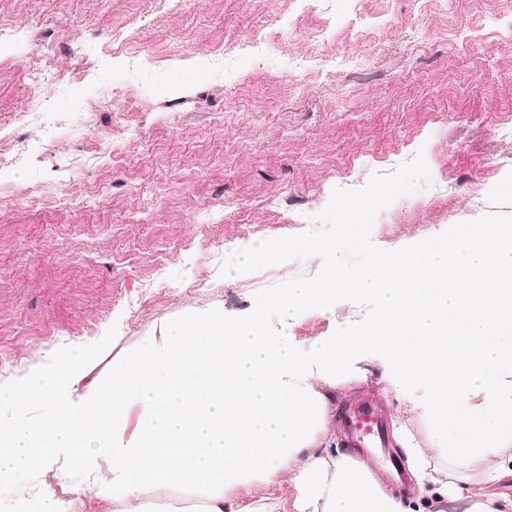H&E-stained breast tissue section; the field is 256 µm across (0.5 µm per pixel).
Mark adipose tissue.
Segmentation results:
<instances>
[{
    "instance_id": "adipose-tissue-1",
    "label": "adipose tissue",
    "mask_w": 512,
    "mask_h": 512,
    "mask_svg": "<svg viewBox=\"0 0 512 512\" xmlns=\"http://www.w3.org/2000/svg\"><path fill=\"white\" fill-rule=\"evenodd\" d=\"M378 294L372 324L344 328L301 349L282 346L253 322L218 316L189 321L180 339L146 341L112 370L108 413H89L68 391L69 357L56 370L0 392V490L19 512H72L74 486L28 497L32 475L69 449L97 496L120 501L186 488L199 498L188 512H242L232 493L250 477L279 485L290 465L291 512H410L402 498L329 455L326 398L313 378L335 383L366 346L392 353L399 374L421 379L434 396L424 413L444 435L439 453L460 454L484 482L512 478L503 455L512 445V227L470 226L404 254H386L358 272L316 286L325 304L335 289ZM52 405L37 424L15 421L29 401ZM141 411L138 434L120 443L123 409ZM110 426L116 443L101 434ZM436 512H512V498L480 499L467 478L441 481Z\"/></svg>"
}]
</instances>
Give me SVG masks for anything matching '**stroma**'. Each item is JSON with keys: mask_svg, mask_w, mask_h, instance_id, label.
Returning a JSON list of instances; mask_svg holds the SVG:
<instances>
[{"mask_svg": "<svg viewBox=\"0 0 512 512\" xmlns=\"http://www.w3.org/2000/svg\"><path fill=\"white\" fill-rule=\"evenodd\" d=\"M26 40L0 53V390L72 357L73 398L105 386L150 337L191 318L241 317L257 291L318 273L292 258L220 276L230 253L312 228L334 189H359L423 155L430 179L377 214L372 243L396 250L491 211L512 212V0H0V27ZM236 48L214 75L207 52ZM72 71L46 87L70 134L54 144L15 117L29 101L30 36ZM127 114L112 121L113 109ZM95 120L94 134L79 125ZM342 300L274 319L304 348L360 320ZM326 397L386 408L391 452L406 433L439 472L422 416L434 391L401 383L391 355L364 348ZM291 474L235 490L278 512Z\"/></svg>", "mask_w": 512, "mask_h": 512, "instance_id": "stroma-1", "label": "stroma"}]
</instances>
